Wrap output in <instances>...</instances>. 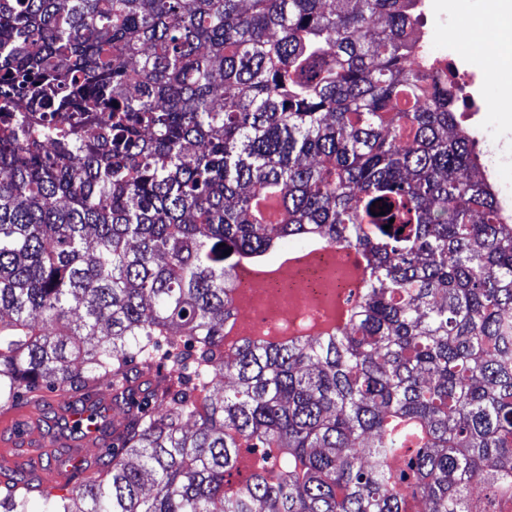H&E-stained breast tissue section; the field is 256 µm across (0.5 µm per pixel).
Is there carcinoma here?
<instances>
[{
    "instance_id": "carcinoma-1",
    "label": "carcinoma",
    "mask_w": 512,
    "mask_h": 512,
    "mask_svg": "<svg viewBox=\"0 0 512 512\" xmlns=\"http://www.w3.org/2000/svg\"><path fill=\"white\" fill-rule=\"evenodd\" d=\"M418 20L0 0V406L81 404L50 440L118 416L103 466L56 499L5 472L0 512H512V221ZM291 237L364 260L347 322L224 349L237 268ZM160 351L176 378L131 377Z\"/></svg>"
}]
</instances>
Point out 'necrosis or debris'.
Masks as SVG:
<instances>
[{
    "label": "necrosis or debris",
    "mask_w": 512,
    "mask_h": 512,
    "mask_svg": "<svg viewBox=\"0 0 512 512\" xmlns=\"http://www.w3.org/2000/svg\"><path fill=\"white\" fill-rule=\"evenodd\" d=\"M417 51L432 62L434 68L446 71L459 88L457 111L470 112L473 102L471 88L477 74L457 63L458 53L439 47L434 29L420 23L409 33ZM349 255L337 248L319 255L316 261L295 271L285 279H276L256 286L248 268L237 271L235 292L248 296L247 306L238 308L236 317L249 324L252 335L288 337L304 330L321 310L334 304L339 296L354 291L355 285L343 275Z\"/></svg>",
    "instance_id": "1"
}]
</instances>
